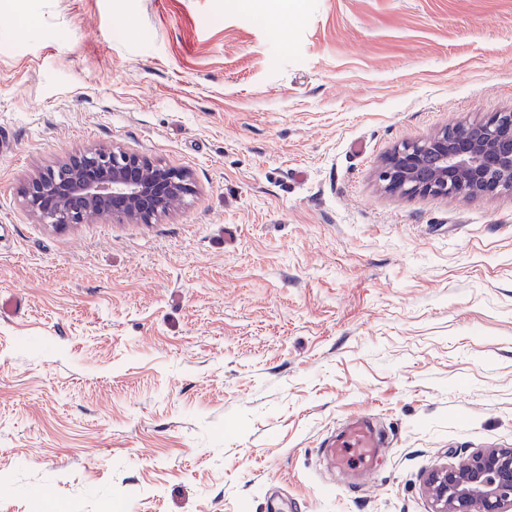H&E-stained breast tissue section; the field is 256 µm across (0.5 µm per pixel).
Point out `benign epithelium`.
Segmentation results:
<instances>
[{
	"mask_svg": "<svg viewBox=\"0 0 512 512\" xmlns=\"http://www.w3.org/2000/svg\"><path fill=\"white\" fill-rule=\"evenodd\" d=\"M384 188L401 195L493 197L512 189V111L493 112L481 126L458 124L406 142L385 159ZM195 193L184 169L115 148H91L31 178L28 212L42 224H82L86 215L149 223ZM433 512H508L512 448H487L425 480Z\"/></svg>",
	"mask_w": 512,
	"mask_h": 512,
	"instance_id": "7a95c632",
	"label": "benign epithelium"
}]
</instances>
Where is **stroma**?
Wrapping results in <instances>:
<instances>
[{
    "label": "stroma",
    "instance_id": "35a3bbf8",
    "mask_svg": "<svg viewBox=\"0 0 512 512\" xmlns=\"http://www.w3.org/2000/svg\"><path fill=\"white\" fill-rule=\"evenodd\" d=\"M512 110V0H0V512H432L512 448V191L407 196L399 144ZM186 169L149 224L26 182ZM367 416L368 478L325 440ZM194 193L187 170L114 147H98L31 178L23 199L42 224H82L88 213L149 223L175 209L170 205L173 200Z\"/></svg>",
    "mask_w": 512,
    "mask_h": 512
}]
</instances>
